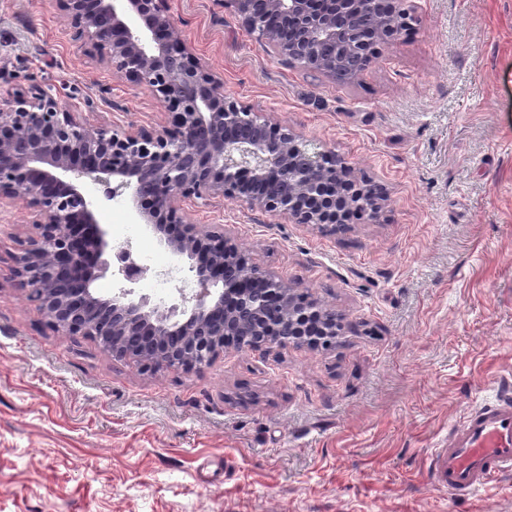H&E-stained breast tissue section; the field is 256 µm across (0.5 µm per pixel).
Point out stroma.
Masks as SVG:
<instances>
[{
  "mask_svg": "<svg viewBox=\"0 0 512 512\" xmlns=\"http://www.w3.org/2000/svg\"><path fill=\"white\" fill-rule=\"evenodd\" d=\"M183 36L252 111L383 184L376 219L304 225L225 200L189 223L343 311L335 344L229 349L141 372L53 330L6 274L28 233L0 223V512H512V474L460 499L427 455L512 386V0H415L345 82L286 64L213 0H169ZM0 68L92 123L161 122L61 29L51 0H0Z\"/></svg>",
  "mask_w": 512,
  "mask_h": 512,
  "instance_id": "1",
  "label": "stroma"
}]
</instances>
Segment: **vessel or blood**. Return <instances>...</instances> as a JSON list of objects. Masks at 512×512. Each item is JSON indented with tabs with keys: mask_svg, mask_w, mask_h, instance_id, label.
Segmentation results:
<instances>
[{
	"mask_svg": "<svg viewBox=\"0 0 512 512\" xmlns=\"http://www.w3.org/2000/svg\"><path fill=\"white\" fill-rule=\"evenodd\" d=\"M512 471V397L496 395L448 431L427 467L433 486L470 496Z\"/></svg>",
	"mask_w": 512,
	"mask_h": 512,
	"instance_id": "vessel-or-blood-1",
	"label": "vessel or blood"
}]
</instances>
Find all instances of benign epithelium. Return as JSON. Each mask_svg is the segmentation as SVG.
I'll return each instance as SVG.
<instances>
[{
	"mask_svg": "<svg viewBox=\"0 0 512 512\" xmlns=\"http://www.w3.org/2000/svg\"><path fill=\"white\" fill-rule=\"evenodd\" d=\"M264 49L330 77L354 78L409 18L407 0H215ZM66 33L112 75L158 98L164 123L93 127L87 115L36 77L0 110V209L20 203L30 233L12 256L10 280L28 290L64 336L112 343L157 372L208 364L227 346L264 353L321 329L328 347L342 314L247 264L230 236L186 220L187 203L233 198L294 224H325L341 208L376 216L390 202L378 183L358 184L353 165L330 149L272 124L224 93V79L180 33L168 0H52ZM93 186L94 197L87 191ZM124 198L137 223L186 260L199 292L158 316L126 284L140 269L113 245L101 210ZM118 284L101 295L96 282Z\"/></svg>",
	"mask_w": 512,
	"mask_h": 512,
	"instance_id": "1",
	"label": "benign epithelium"
}]
</instances>
